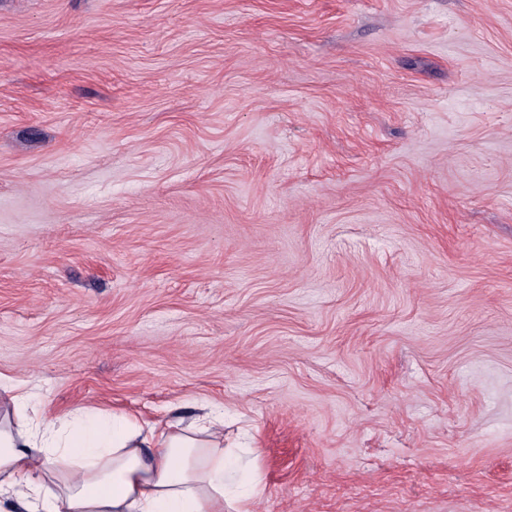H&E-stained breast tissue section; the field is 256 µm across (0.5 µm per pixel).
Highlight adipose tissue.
Here are the masks:
<instances>
[{
    "label": "adipose tissue",
    "mask_w": 512,
    "mask_h": 512,
    "mask_svg": "<svg viewBox=\"0 0 512 512\" xmlns=\"http://www.w3.org/2000/svg\"><path fill=\"white\" fill-rule=\"evenodd\" d=\"M29 399H0V503L15 512H224L229 493L219 419L143 428L79 407L30 423Z\"/></svg>",
    "instance_id": "ef3b65f1"
}]
</instances>
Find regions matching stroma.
<instances>
[{
    "label": "stroma",
    "mask_w": 512,
    "mask_h": 512,
    "mask_svg": "<svg viewBox=\"0 0 512 512\" xmlns=\"http://www.w3.org/2000/svg\"><path fill=\"white\" fill-rule=\"evenodd\" d=\"M0 379L512 512V0H0Z\"/></svg>",
    "instance_id": "1"
}]
</instances>
